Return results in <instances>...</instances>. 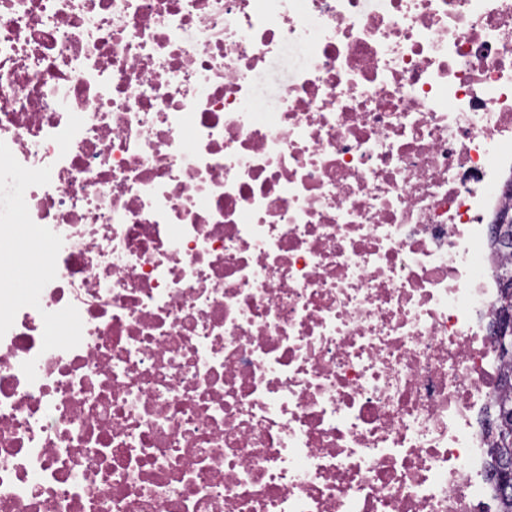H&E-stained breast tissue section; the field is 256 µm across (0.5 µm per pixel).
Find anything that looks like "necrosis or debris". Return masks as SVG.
Masks as SVG:
<instances>
[{
  "label": "necrosis or debris",
  "instance_id": "4bbe7bcc",
  "mask_svg": "<svg viewBox=\"0 0 512 512\" xmlns=\"http://www.w3.org/2000/svg\"><path fill=\"white\" fill-rule=\"evenodd\" d=\"M511 182L512 0H0V512H494ZM288 64L286 62L271 63L259 76L258 83L265 98L273 97L286 81Z\"/></svg>",
  "mask_w": 512,
  "mask_h": 512
}]
</instances>
